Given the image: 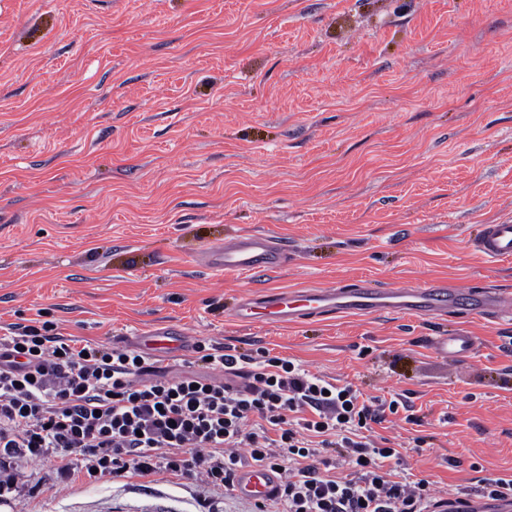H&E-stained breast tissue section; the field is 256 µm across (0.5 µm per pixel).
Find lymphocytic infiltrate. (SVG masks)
Wrapping results in <instances>:
<instances>
[{"instance_id": "lymphocytic-infiltrate-1", "label": "lymphocytic infiltrate", "mask_w": 512, "mask_h": 512, "mask_svg": "<svg viewBox=\"0 0 512 512\" xmlns=\"http://www.w3.org/2000/svg\"><path fill=\"white\" fill-rule=\"evenodd\" d=\"M189 368L57 333L53 322L0 335V493L21 464L59 459L61 481L85 475L194 476L234 490L243 466L278 470L256 512H439L400 449L372 438L401 400L362 398L263 347L197 343ZM247 456H240V449Z\"/></svg>"}]
</instances>
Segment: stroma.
<instances>
[{"label": "stroma", "mask_w": 512, "mask_h": 512, "mask_svg": "<svg viewBox=\"0 0 512 512\" xmlns=\"http://www.w3.org/2000/svg\"><path fill=\"white\" fill-rule=\"evenodd\" d=\"M512 218V0H0V328L301 361L387 415L438 497L512 471V315H325L242 324L260 291L436 281L512 298V257L471 247ZM247 233L283 268L214 272ZM476 336L443 358L437 334ZM29 462L0 512H251L198 479Z\"/></svg>", "instance_id": "1"}]
</instances>
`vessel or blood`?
<instances>
[{"instance_id":"obj_1","label":"vessel or blood","mask_w":512,"mask_h":512,"mask_svg":"<svg viewBox=\"0 0 512 512\" xmlns=\"http://www.w3.org/2000/svg\"><path fill=\"white\" fill-rule=\"evenodd\" d=\"M485 259L496 261L512 257V220L485 225L472 242ZM214 268L250 277L275 271L288 259V247L277 236L245 235L210 253ZM465 310L472 315L503 314L512 311V301L498 292L477 288H451L425 282L398 288H304L296 291H272L247 298L234 309V317L243 323L262 318L273 323L293 324L301 320L337 314L367 316L382 313L410 315L444 314ZM439 354L455 360L475 354L478 344L468 333L442 334L431 340ZM280 483L276 473L261 467L239 471L235 491L249 498H265ZM448 512H512V496L490 498L470 493L449 499Z\"/></svg>"}]
</instances>
